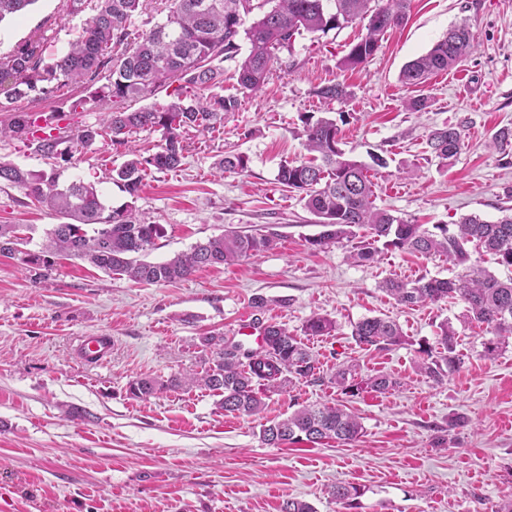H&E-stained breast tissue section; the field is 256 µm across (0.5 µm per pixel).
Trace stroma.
<instances>
[{"instance_id": "obj_1", "label": "stroma", "mask_w": 512, "mask_h": 512, "mask_svg": "<svg viewBox=\"0 0 512 512\" xmlns=\"http://www.w3.org/2000/svg\"><path fill=\"white\" fill-rule=\"evenodd\" d=\"M85 20L66 15L63 0H37L21 18L0 23V55L49 26L50 52H64ZM463 23L476 42L467 61L426 84L403 86L402 67ZM364 32L356 23L297 37L275 60L263 91L241 96L223 129L189 131L181 166L143 181L139 215L164 227L150 261L230 227L274 236V247L259 257L143 285L65 256L35 284L18 258L0 255V512H280L290 498L315 512H497L512 498V343L485 357L490 335L464 319L462 302L407 307L381 289L388 278L452 276L446 259L389 249L358 264L350 242L312 247L320 225L275 181L281 163L305 155L300 114L342 112V147L368 164L379 207L425 225L472 213L502 217L512 208V155L491 142L512 128V0H410L407 21L388 30L367 67L343 69L341 59ZM337 82L347 85L346 100L328 104L316 96V88ZM86 94L76 86L32 101L0 92V123L24 111L66 113L73 131L97 124L99 113L71 109ZM419 98L425 108L408 109V100ZM463 119L461 151L442 164L427 135ZM230 150L248 156L247 172L218 174L214 163ZM376 155L386 167L373 165ZM0 160L96 183L115 208L130 200L111 179L125 155L99 144L68 162L47 161L13 139L0 143ZM56 221L0 183V224L29 225L39 243ZM257 297L264 308L254 307ZM315 315L335 320L333 335L304 336ZM372 316L396 320L407 343L389 350L357 345L352 324ZM257 320L303 336L324 373L351 361L362 375L389 374L400 385L345 399L328 382L299 381L270 394L259 416L217 409L200 388L130 396L136 377L165 380L200 369L202 337L242 344V323ZM444 321L464 362L437 384L420 371L419 348L435 344ZM93 333L111 336L108 361L76 357L80 338ZM339 400L363 424L358 441L262 442L265 421ZM75 407L85 419H70ZM457 418L463 426L449 428ZM444 434L451 446L435 447ZM339 482L360 488L354 506L330 496Z\"/></svg>"}]
</instances>
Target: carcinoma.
<instances>
[{"mask_svg": "<svg viewBox=\"0 0 512 512\" xmlns=\"http://www.w3.org/2000/svg\"><path fill=\"white\" fill-rule=\"evenodd\" d=\"M37 0H0V22L22 16ZM144 0H64L65 11L78 15L91 7L92 17L83 25L67 52L43 56L48 41L44 34L19 44L0 57V88L13 98L39 99L67 86H88L89 95L78 105L86 112H103L101 122L86 125L77 133L52 125L56 113L42 117L34 112H15L0 124V142L24 139L45 159L74 157V153L102 140L130 155L112 180L122 186L130 201L119 208L107 205L95 184L82 180H60V174L36 173L10 162L0 161V181L21 189L25 196L64 219L47 230L40 249H26L30 237L19 224H0V254L18 255L21 263L38 270L35 279H46L53 264L49 256L67 254L86 260L106 273H117L146 285L174 283L188 279L204 267L231 265L259 256L272 248L274 239L265 234L227 230L197 243L164 262L145 260L156 240L164 234L160 224H147L136 213L135 203L148 172L169 171L180 166L185 130L214 132L236 111L239 98L213 92L223 87L224 70L213 62L231 61L237 90L253 94L265 85L277 53L292 47L307 33L325 34L357 20H367L366 34L343 57L341 67L364 68L373 59L388 29L406 18L408 0H168L165 18L147 30H130L132 18L141 13ZM250 25H245L247 18ZM247 49H242V43ZM475 49L470 27L450 29L426 53L407 62L399 80L418 86L431 76L451 70ZM106 75V83L99 84ZM173 97L153 102L137 111L104 108L111 103L141 99L173 83ZM322 100L343 101L348 87L333 83L316 89ZM304 147L311 157L282 163L277 184L295 192L303 207L325 227L309 243L325 249L356 237L366 227L369 237L354 247L358 263L375 261L383 242L386 249H398L424 256H444L457 272L448 278L388 279L382 289L396 302L415 306L443 299H457L465 305V316L495 336L484 343V356L496 355L512 336V213L495 222L477 214L462 217L449 229L446 224L427 228L393 215L375 204L374 183L368 169L346 156L340 148L341 129L336 119L301 114ZM160 132L161 144L145 155L132 147L142 132ZM464 124L445 125L430 131L427 145L431 154L448 164L463 145ZM221 172L244 173L248 158L228 152L215 162ZM495 256L498 265L511 275L499 278L479 265L469 263L467 245ZM262 330L260 350H242L236 343H224L222 336H206L202 343L212 348L201 370H185L167 382L140 377L129 385L136 398H149L176 387L205 388L219 397L218 408L226 413L253 416L264 409L267 394L280 391L295 381L323 379L319 360L287 328L257 323ZM336 322L327 316H313L303 326L306 336H329ZM351 337L359 346L389 349L406 342L400 326L382 317H366L352 324ZM439 356L426 348L420 370L435 383L460 368L456 332L445 321L440 325ZM330 383L344 395L355 396L364 389L380 394L398 381L387 374L362 376L357 364L342 363L330 376ZM363 433L359 418L345 405H306L285 417L262 425L264 444L278 448L306 440L341 444L355 442ZM331 496L351 505L359 495L355 486L336 484Z\"/></svg>", "mask_w": 512, "mask_h": 512, "instance_id": "cac0c4a2", "label": "carcinoma"}]
</instances>
